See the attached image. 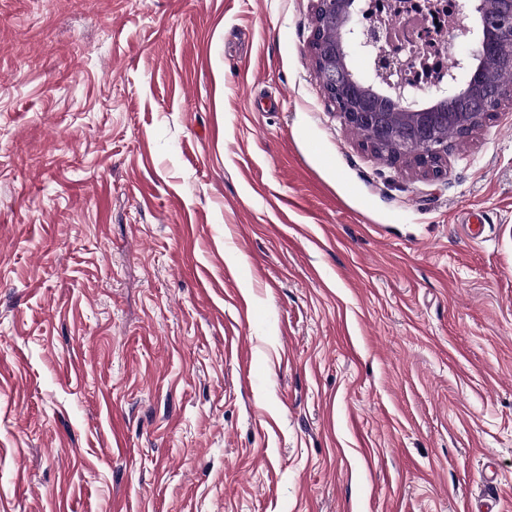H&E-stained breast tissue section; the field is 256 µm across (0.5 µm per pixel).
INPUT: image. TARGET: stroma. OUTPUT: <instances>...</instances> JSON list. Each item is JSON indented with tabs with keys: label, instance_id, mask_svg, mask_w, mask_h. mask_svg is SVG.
Masks as SVG:
<instances>
[{
	"label": "stroma",
	"instance_id": "1",
	"mask_svg": "<svg viewBox=\"0 0 512 512\" xmlns=\"http://www.w3.org/2000/svg\"><path fill=\"white\" fill-rule=\"evenodd\" d=\"M316 6L0 0V512H512V103L377 157Z\"/></svg>",
	"mask_w": 512,
	"mask_h": 512
}]
</instances>
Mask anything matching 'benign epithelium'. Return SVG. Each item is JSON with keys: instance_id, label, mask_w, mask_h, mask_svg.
I'll return each instance as SVG.
<instances>
[{"instance_id": "7a95c632", "label": "benign epithelium", "mask_w": 512, "mask_h": 512, "mask_svg": "<svg viewBox=\"0 0 512 512\" xmlns=\"http://www.w3.org/2000/svg\"><path fill=\"white\" fill-rule=\"evenodd\" d=\"M469 13L450 27L451 39L469 45L453 59L446 76L428 88L433 105L419 107L417 92L405 78L415 56L385 50L388 30L361 23V0H318L311 46L327 98L344 123L359 131L364 143L387 145L399 159L409 158L435 176L446 170L442 153L453 126L467 133L480 126L506 102L512 85L484 80L494 59L512 68V0H468ZM362 57L372 61L365 73L352 68ZM394 111H385L386 105Z\"/></svg>"}]
</instances>
